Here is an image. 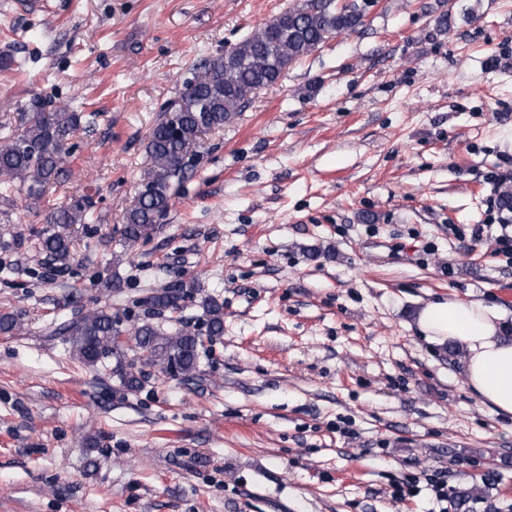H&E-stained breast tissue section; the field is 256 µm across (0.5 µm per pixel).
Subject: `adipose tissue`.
Returning <instances> with one entry per match:
<instances>
[{
  "instance_id": "obj_1",
  "label": "adipose tissue",
  "mask_w": 512,
  "mask_h": 512,
  "mask_svg": "<svg viewBox=\"0 0 512 512\" xmlns=\"http://www.w3.org/2000/svg\"><path fill=\"white\" fill-rule=\"evenodd\" d=\"M417 323L430 343H460L466 348L465 378L483 402L512 415V340L501 334L489 306L447 299L420 309Z\"/></svg>"
}]
</instances>
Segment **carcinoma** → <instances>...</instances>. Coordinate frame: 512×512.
Returning a JSON list of instances; mask_svg holds the SVG:
<instances>
[{
    "mask_svg": "<svg viewBox=\"0 0 512 512\" xmlns=\"http://www.w3.org/2000/svg\"><path fill=\"white\" fill-rule=\"evenodd\" d=\"M363 25V12L354 2L298 0V3L266 22L219 56L199 61L185 78L174 101L160 109L148 133L150 167L142 176L138 198L116 230L122 246L131 250L150 242L163 227L172 200L200 160L199 139L208 130L222 129L243 111L257 91L277 84L296 61L314 52L328 38L356 31ZM97 113L56 109L21 117L17 126L5 127L0 137V198L25 192L26 207L35 208L49 187L68 172V143L83 125L94 122ZM497 203L506 218L512 216V184H501ZM97 201L82 193L52 209L44 218L46 227L37 232L38 248L62 273L74 260L71 227L90 223ZM181 288H163L146 299L152 309L169 314L183 310ZM206 334L192 328L179 316L178 327L165 333L145 322L123 336L119 321L107 309L81 313L63 324L72 353L86 366L98 367L114 359L112 373L127 391L142 384L138 360L127 359L126 349L147 353L144 362L159 372L178 367L183 382L196 378L199 350L204 340L224 335V304L207 298L202 304ZM21 317L0 309V334L11 336L21 329Z\"/></svg>",
    "mask_w": 512,
    "mask_h": 512,
    "instance_id": "obj_1",
    "label": "carcinoma"
}]
</instances>
